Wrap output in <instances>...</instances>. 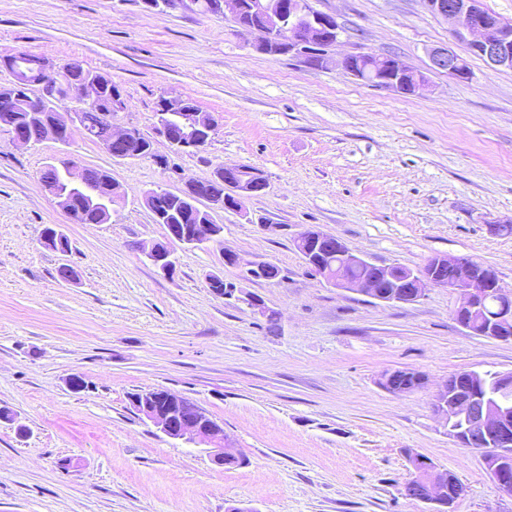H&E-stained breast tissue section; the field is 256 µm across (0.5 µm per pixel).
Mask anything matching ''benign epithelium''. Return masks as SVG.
<instances>
[{
  "instance_id": "obj_1",
  "label": "benign epithelium",
  "mask_w": 512,
  "mask_h": 512,
  "mask_svg": "<svg viewBox=\"0 0 512 512\" xmlns=\"http://www.w3.org/2000/svg\"><path fill=\"white\" fill-rule=\"evenodd\" d=\"M428 10L448 21L455 39L469 45L473 53L497 68L512 69V25L501 22L480 5V0H425ZM221 11L229 14L244 32L260 33L255 49L270 55H291L306 64L323 66L328 63V50L339 42L340 27L330 14L308 9L303 0H263V19L260 23L243 24L241 0H221ZM429 69L461 79L468 74L466 61L447 47L433 48L429 52ZM339 65L356 79L376 88L402 94L419 95L429 87L425 75L415 74L394 54L358 53L344 56ZM4 66L11 71L16 91L28 93L35 90L45 100H60L62 107L55 112V119L45 130V140L63 145L70 144L73 128L88 133L85 113L98 105L99 86L84 80L63 90L46 82V69H20L10 60ZM158 124L168 143L178 149L204 148L211 137L212 125L203 119V113L185 108V101L162 97L159 100ZM135 128L112 131V140L104 149L112 157L125 159L119 147L139 139ZM67 171L72 193L56 196L59 206L67 213L82 216V202L96 197L104 206H111L120 197L118 186L111 184L109 194L101 195L96 183L74 158L68 155L46 165L48 169ZM210 179L224 182V198L208 195L204 186L207 180H188L171 194L182 198L191 206L208 204V209L224 208V203L234 202L233 210L242 209L244 200L263 194L268 188L264 173L250 165L222 164L217 166ZM222 230L212 224H202L195 231L173 224L168 227L164 243H155L143 249L145 258L161 271L171 274L176 268L175 251L178 247H193L204 242L220 240ZM296 250L301 254L311 272L321 276L330 286L340 290H358L384 303H414L425 288L437 285L458 294L459 303L455 319L465 329H470V316L486 301L498 303L499 315L488 323L484 335L501 340H512V293L500 286L495 271L472 258L462 255L436 256L426 270L414 272L399 266L377 265L350 248L340 238L323 231L305 229L294 238ZM336 253L342 267L374 268V276H351L340 272L332 276L321 256ZM224 263L241 268L242 276L267 278L274 263L255 259L242 261L237 254L224 252ZM476 371H460L448 378L438 392L435 409L445 417L448 434L461 448L476 449L497 490L512 497V478L503 466L512 458V378L498 376V384L487 387L478 384ZM137 411L160 429L167 437L189 444L206 445L214 449L212 461L237 457L232 442L224 428L215 422L197 404H190L179 397L150 395L148 400L135 402ZM408 461L421 475L420 486H403L405 497L426 504L428 512H445L447 505L437 494L438 484L445 470L427 457L411 452Z\"/></svg>"
}]
</instances>
